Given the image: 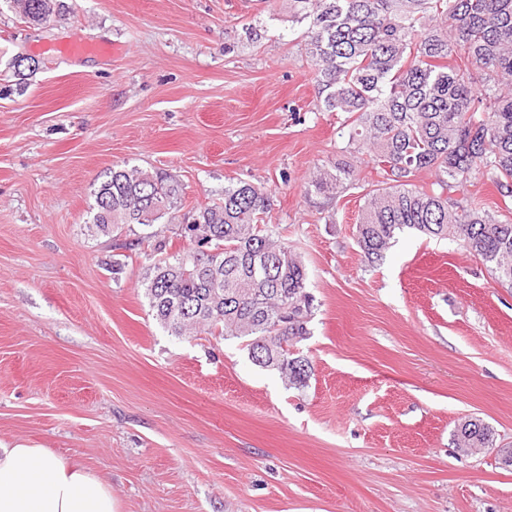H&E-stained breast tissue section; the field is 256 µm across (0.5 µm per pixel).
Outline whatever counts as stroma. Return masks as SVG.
Returning a JSON list of instances; mask_svg holds the SVG:
<instances>
[{"instance_id": "obj_1", "label": "stroma", "mask_w": 512, "mask_h": 512, "mask_svg": "<svg viewBox=\"0 0 512 512\" xmlns=\"http://www.w3.org/2000/svg\"><path fill=\"white\" fill-rule=\"evenodd\" d=\"M60 3L35 26L0 0V441L79 459L120 512H512V288L410 230L364 260L382 177L319 111L288 0ZM339 159L346 190L306 193ZM121 163L176 175L190 208L238 180L269 191L313 297L305 386L153 319L146 228L85 225ZM471 418L492 447L455 446Z\"/></svg>"}]
</instances>
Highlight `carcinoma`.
Here are the masks:
<instances>
[{
    "instance_id": "obj_1",
    "label": "carcinoma",
    "mask_w": 512,
    "mask_h": 512,
    "mask_svg": "<svg viewBox=\"0 0 512 512\" xmlns=\"http://www.w3.org/2000/svg\"><path fill=\"white\" fill-rule=\"evenodd\" d=\"M306 23L318 108L346 114L351 153L369 152L384 187L368 194L356 241L364 258H383L396 233L455 239L512 287V221L450 194L480 175L512 198V0H290ZM423 169L429 187L414 183ZM346 161L319 167L306 193L333 197L352 181ZM88 231L160 224L184 200L162 171L115 166L94 190ZM267 190L246 181L194 208L181 236L206 244L162 254L143 276L152 317L174 336L196 328L246 342L252 362L306 385L310 362L294 347L310 334L313 299L297 253L264 224ZM488 448L492 432L466 420L454 434Z\"/></svg>"
}]
</instances>
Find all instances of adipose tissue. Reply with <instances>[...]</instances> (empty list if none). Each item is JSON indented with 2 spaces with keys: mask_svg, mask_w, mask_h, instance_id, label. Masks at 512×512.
Instances as JSON below:
<instances>
[{
  "mask_svg": "<svg viewBox=\"0 0 512 512\" xmlns=\"http://www.w3.org/2000/svg\"><path fill=\"white\" fill-rule=\"evenodd\" d=\"M0 512H119L111 482L79 460L0 442Z\"/></svg>",
  "mask_w": 512,
  "mask_h": 512,
  "instance_id": "1",
  "label": "adipose tissue"
}]
</instances>
